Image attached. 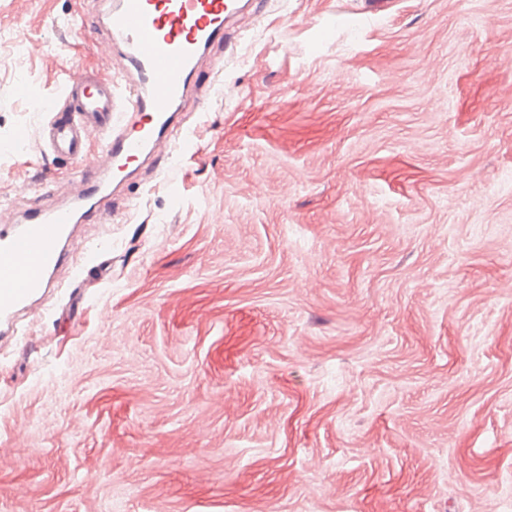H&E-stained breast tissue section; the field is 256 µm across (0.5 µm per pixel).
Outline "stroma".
Instances as JSON below:
<instances>
[{
  "label": "stroma",
  "instance_id": "35a3bbf8",
  "mask_svg": "<svg viewBox=\"0 0 512 512\" xmlns=\"http://www.w3.org/2000/svg\"><path fill=\"white\" fill-rule=\"evenodd\" d=\"M97 14L0 0V205L78 187L35 101L110 77ZM227 37L194 154L0 342V512H512V0H278Z\"/></svg>",
  "mask_w": 512,
  "mask_h": 512
}]
</instances>
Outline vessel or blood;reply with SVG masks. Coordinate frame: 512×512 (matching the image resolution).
Segmentation results:
<instances>
[{
  "label": "vessel or blood",
  "instance_id": "vessel-or-blood-1",
  "mask_svg": "<svg viewBox=\"0 0 512 512\" xmlns=\"http://www.w3.org/2000/svg\"><path fill=\"white\" fill-rule=\"evenodd\" d=\"M257 0H110L106 47L120 84L95 77L66 78L56 97L40 100V138L58 158L83 162L82 189L71 200L0 211V333L20 336L24 318L41 311L62 288L68 269L79 287L97 264L103 242L82 236L107 201L127 187L148 160L174 150L178 117L201 87L215 88L222 72L202 59L224 41L234 19ZM100 149L88 156L91 138Z\"/></svg>",
  "mask_w": 512,
  "mask_h": 512
}]
</instances>
